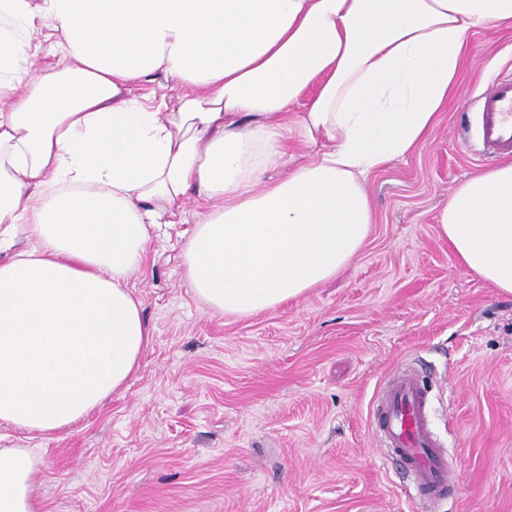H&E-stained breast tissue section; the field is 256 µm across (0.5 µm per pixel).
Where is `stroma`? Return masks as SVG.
Instances as JSON below:
<instances>
[{"instance_id": "1", "label": "stroma", "mask_w": 512, "mask_h": 512, "mask_svg": "<svg viewBox=\"0 0 512 512\" xmlns=\"http://www.w3.org/2000/svg\"><path fill=\"white\" fill-rule=\"evenodd\" d=\"M512 75V29L469 39L458 92L426 143L368 174L373 224L336 278L276 308L208 309L184 276L202 208L153 232L128 282L152 341L124 392L38 449L41 512H512V295L460 267L438 213L472 173L474 97ZM416 366L459 489L432 504L382 457L377 392Z\"/></svg>"}]
</instances>
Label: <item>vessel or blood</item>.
I'll return each instance as SVG.
<instances>
[{
	"label": "vessel or blood",
	"mask_w": 512,
	"mask_h": 512,
	"mask_svg": "<svg viewBox=\"0 0 512 512\" xmlns=\"http://www.w3.org/2000/svg\"><path fill=\"white\" fill-rule=\"evenodd\" d=\"M474 103L483 154L512 155V77L492 76ZM372 426L380 448L420 498L447 499L449 489L457 485L456 473L433 428L429 391L416 372L397 371L384 383L373 408Z\"/></svg>",
	"instance_id": "vessel-or-blood-1"
}]
</instances>
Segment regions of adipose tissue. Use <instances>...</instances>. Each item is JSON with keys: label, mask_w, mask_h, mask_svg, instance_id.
<instances>
[{"label": "adipose tissue", "mask_w": 512, "mask_h": 512, "mask_svg": "<svg viewBox=\"0 0 512 512\" xmlns=\"http://www.w3.org/2000/svg\"><path fill=\"white\" fill-rule=\"evenodd\" d=\"M44 26L60 59L38 69ZM501 27L512 0H0V425L57 434L124 391L152 340L126 282L188 193L208 210L185 277L211 309L335 277L370 233L363 179L428 139L470 35ZM137 83L179 94L164 111ZM439 224L512 295V161L459 184ZM41 467L0 448V512H40ZM321 147L322 145H320V143L317 145L299 146L293 151V156L288 158V165L270 169L267 172L266 177L269 178L270 181H279L286 178L293 168L308 162L319 150H321Z\"/></svg>", "instance_id": "ef3b65f1"}]
</instances>
